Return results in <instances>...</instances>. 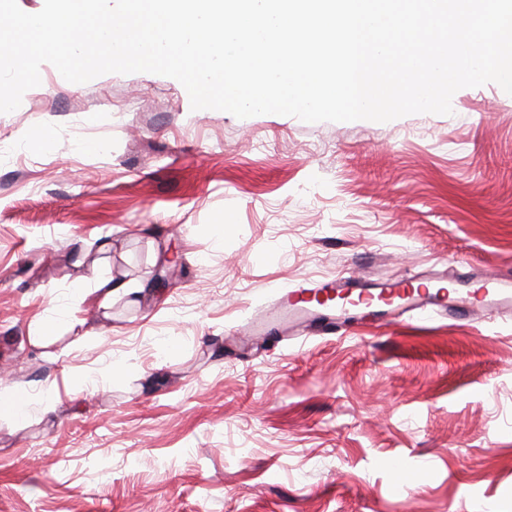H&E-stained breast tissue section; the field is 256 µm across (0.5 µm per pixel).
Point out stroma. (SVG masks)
<instances>
[{
	"label": "stroma",
	"mask_w": 512,
	"mask_h": 512,
	"mask_svg": "<svg viewBox=\"0 0 512 512\" xmlns=\"http://www.w3.org/2000/svg\"><path fill=\"white\" fill-rule=\"evenodd\" d=\"M451 104L240 119L170 77L57 73L0 113V378L54 390L0 419V512H512L511 309L244 333L347 272L443 304L457 261L512 275V99ZM105 275L149 290L101 308Z\"/></svg>",
	"instance_id": "obj_1"
}]
</instances>
